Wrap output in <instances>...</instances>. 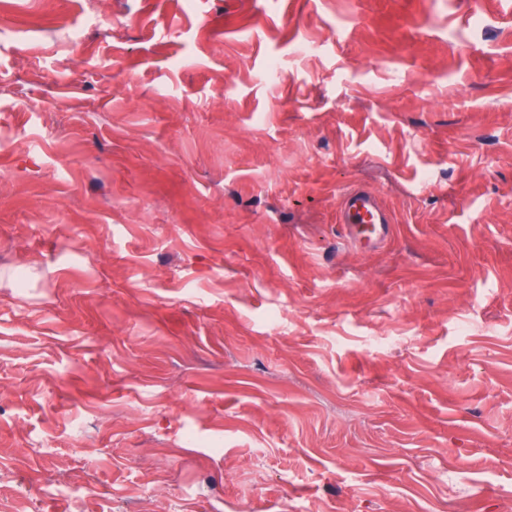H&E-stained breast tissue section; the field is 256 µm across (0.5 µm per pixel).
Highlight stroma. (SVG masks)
Returning a JSON list of instances; mask_svg holds the SVG:
<instances>
[{
    "label": "stroma",
    "mask_w": 512,
    "mask_h": 512,
    "mask_svg": "<svg viewBox=\"0 0 512 512\" xmlns=\"http://www.w3.org/2000/svg\"><path fill=\"white\" fill-rule=\"evenodd\" d=\"M149 500L512 512L499 0H0V512ZM338 224L346 244L363 252L382 247L392 234V219L380 196L358 187L342 194Z\"/></svg>",
    "instance_id": "stroma-1"
}]
</instances>
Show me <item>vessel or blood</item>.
<instances>
[{
    "instance_id": "1",
    "label": "vessel or blood",
    "mask_w": 512,
    "mask_h": 512,
    "mask_svg": "<svg viewBox=\"0 0 512 512\" xmlns=\"http://www.w3.org/2000/svg\"><path fill=\"white\" fill-rule=\"evenodd\" d=\"M339 224L346 244L363 252L382 247L392 234V219L380 196L358 187L343 193Z\"/></svg>"
}]
</instances>
